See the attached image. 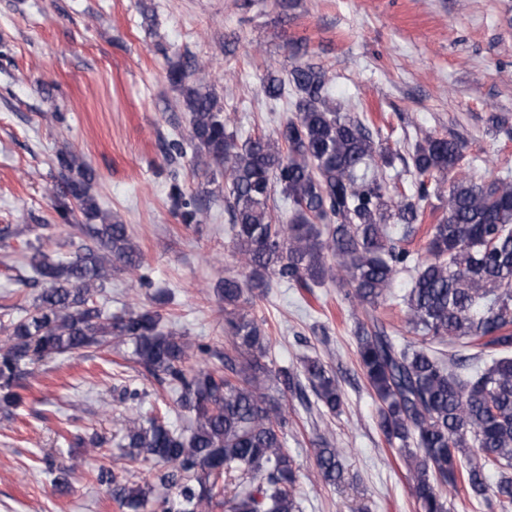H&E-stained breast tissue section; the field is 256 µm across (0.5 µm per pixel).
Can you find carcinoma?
Segmentation results:
<instances>
[{"label": "carcinoma", "instance_id": "carcinoma-1", "mask_svg": "<svg viewBox=\"0 0 512 512\" xmlns=\"http://www.w3.org/2000/svg\"><path fill=\"white\" fill-rule=\"evenodd\" d=\"M205 68L194 59L168 72L190 112L189 137L172 140L171 148L180 156L193 149L200 171L224 169V213L244 269L218 289L230 349L218 364L193 368L189 360L210 348L168 329L158 309L105 315L95 306L112 265L138 271L143 254L128 225L91 195L95 171L60 151L57 209L65 219L80 211L84 243L68 260L41 250L28 258L33 276L23 282L41 291L0 341V403L23 402L29 365L37 361L129 344L145 371L177 391L190 424L178 432L157 415L127 419L123 455L153 463L162 491L100 466L97 480L112 499L127 512H300L284 394L304 392L303 378L319 408L334 415L342 391L317 358H306L298 374L270 369L268 334L251 308L272 278L305 291L331 279L366 312L356 331L358 365L380 403V432L399 442L418 512H446L444 491L460 486L498 512H512V181H473L463 170V144L428 133L411 154V194L394 200V154L364 121L339 112L325 71L309 62L295 63L285 78L263 79L271 100L293 86L295 115L274 135L240 145L216 97L190 80ZM276 193L288 202L286 218L270 208ZM434 198L443 214L422 259L393 229L401 224L403 236L414 233ZM170 199L183 223L202 222L204 211L178 186ZM409 271L411 288L400 297L406 335L399 337L376 310L395 277ZM317 445L318 476L341 482L343 449L324 437ZM44 464L58 490L87 460ZM489 472L497 476L493 484ZM229 479L236 481L230 496L219 485Z\"/></svg>", "mask_w": 512, "mask_h": 512}]
</instances>
